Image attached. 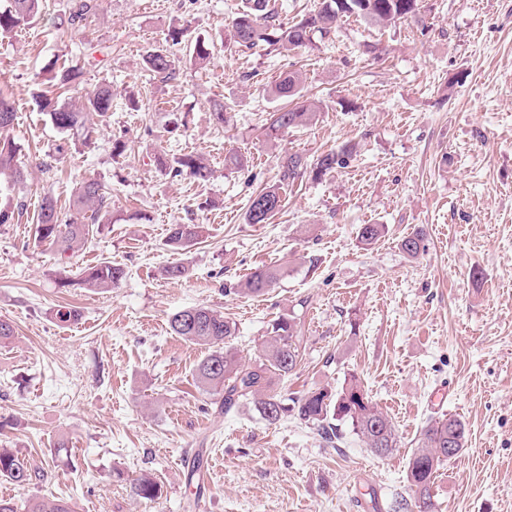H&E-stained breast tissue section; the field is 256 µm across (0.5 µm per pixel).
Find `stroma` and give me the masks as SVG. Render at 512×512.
<instances>
[{
	"label": "stroma",
	"instance_id": "stroma-1",
	"mask_svg": "<svg viewBox=\"0 0 512 512\" xmlns=\"http://www.w3.org/2000/svg\"><path fill=\"white\" fill-rule=\"evenodd\" d=\"M144 2L98 0L74 33L55 25L66 0H43L40 19L0 40V90L17 108L10 135L27 164L23 181L0 176V206L19 210L0 224V319L15 329L0 346V446L45 474L0 479V497H63L76 512H399L414 498L406 464L421 430L451 415L467 445L436 474L434 512H512V0H424L388 28L345 17L331 38L272 54L230 48L240 0ZM182 25L214 43L205 69L189 65L190 40H169ZM150 48L175 58L176 79L144 68ZM71 56L84 73L68 102L104 81L115 92L90 148L32 98L52 90L48 64ZM286 71L302 74L319 110L312 125L270 137L265 119L281 103L266 89ZM218 101L232 108L224 127L211 116ZM347 143L357 152L345 168L304 176L268 223H246L280 157L312 161ZM231 149L246 170L225 168ZM162 151L201 155L212 178L166 175ZM90 177L109 188L112 221L67 260L36 242L38 205L48 193L68 210ZM174 224L204 227L186 253L165 245ZM364 224L386 227L368 248ZM418 229L425 250L411 258L398 242ZM102 261L125 266L126 280L65 285ZM178 262L188 276L165 279ZM262 265L282 266L279 283L236 293ZM197 305L235 321L246 365L275 320L293 319L302 359L278 391L336 390L357 374L391 418L396 450L375 457L350 433L335 446L291 418L270 426L248 406L221 411L194 385L203 349L168 326ZM63 307L81 319L60 322ZM145 474L161 486L157 503L131 492Z\"/></svg>",
	"mask_w": 512,
	"mask_h": 512
}]
</instances>
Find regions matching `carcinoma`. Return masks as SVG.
Returning <instances> with one entry per match:
<instances>
[{
    "instance_id": "carcinoma-1",
    "label": "carcinoma",
    "mask_w": 512,
    "mask_h": 512,
    "mask_svg": "<svg viewBox=\"0 0 512 512\" xmlns=\"http://www.w3.org/2000/svg\"><path fill=\"white\" fill-rule=\"evenodd\" d=\"M41 0H0V35L10 34L29 25L38 15ZM98 10L97 0H67L61 24L72 30L87 26ZM419 11V0H320L319 6L308 17L297 23H285L269 0H242L231 22V40L234 45L248 50L267 46L302 47L311 45L315 37L328 38L336 32L339 20L354 15L371 25L387 27ZM212 58L205 42L195 40L191 61L195 68H205ZM144 67L163 81L176 75L175 61L162 50L151 49L143 56ZM48 81L59 89L72 90L80 83L82 68L78 64L53 61L46 68ZM270 94L279 99L295 101L292 108H284L270 115L266 127L272 136L282 129L309 125L317 115V107L302 99V81L298 73L289 72L269 87ZM112 86L98 85L84 96L79 107H73L44 95L37 105L45 112L54 127L84 146L93 144L96 129L88 124L91 112L103 117L112 111ZM0 175L9 173L15 179L23 177L18 153L19 148L8 136L13 126L16 109L10 98L0 94ZM355 147L345 145L337 151L319 156L308 168V162L298 154L283 157L279 164L278 181L256 191L249 200L246 221L265 224L283 207L285 187L311 171L320 178L337 168L347 165ZM161 166L173 177L189 175L198 181L210 178V169L195 154H184L171 160H160ZM273 200L272 208L257 213L256 199ZM111 198L104 184L90 178L84 180L72 202L70 212L57 209L53 198L46 194L37 213L36 240L46 243L67 258H72L87 243L94 226L112 223ZM381 224H363L358 233L359 242L369 247L382 236ZM201 235L197 224H173L166 246L179 252L188 250ZM407 256L416 258L424 251V233L419 229L399 242ZM128 275L126 269L110 261L84 267L79 272L80 284L93 289L108 290ZM282 275L277 265H262L250 272L238 292L259 296L274 287ZM169 329L175 336L206 350L194 369L196 387L210 395L220 396V406L230 411L239 405H251L260 419L273 425L288 416L313 425L326 442L333 444L342 439L338 423H343L377 456H386L396 448V430L392 420L373 400H353L348 393L363 388L356 375L344 380L340 390L331 393L316 390L288 399L274 388V381L285 379L293 373L301 360L300 336L296 323L281 318L274 323L270 336L261 344V354L255 363L243 365L232 348L236 323L220 312L204 305L193 306L174 313L169 319ZM466 446L464 424L454 418L429 421L420 433L417 448L407 462L406 481L416 497L419 512H432L431 489L441 464L448 460L445 448L461 453ZM38 473L33 471L17 453L0 448V478L24 485L33 481ZM132 493L150 503L160 494V486L150 478L134 480ZM28 512H74L72 504L60 498L42 497L32 501Z\"/></svg>"
}]
</instances>
